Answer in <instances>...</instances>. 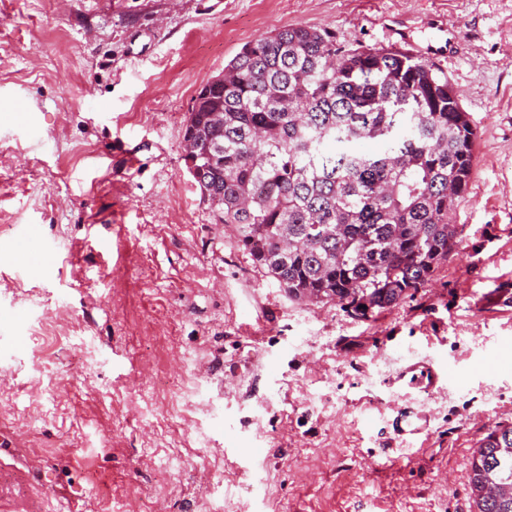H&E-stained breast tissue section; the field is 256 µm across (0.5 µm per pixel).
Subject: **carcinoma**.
I'll return each mask as SVG.
<instances>
[{"mask_svg": "<svg viewBox=\"0 0 512 512\" xmlns=\"http://www.w3.org/2000/svg\"><path fill=\"white\" fill-rule=\"evenodd\" d=\"M193 131L205 136L193 175L201 195L297 302L368 319L459 254L449 215L468 189L477 131L448 74L412 52L324 28L261 36L224 65V81L197 91ZM481 478L512 488L511 424L473 452L470 482ZM474 503L512 512V493Z\"/></svg>", "mask_w": 512, "mask_h": 512, "instance_id": "1", "label": "carcinoma"}]
</instances>
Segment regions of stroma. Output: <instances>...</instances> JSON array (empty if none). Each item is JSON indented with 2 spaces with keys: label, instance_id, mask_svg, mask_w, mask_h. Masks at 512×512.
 <instances>
[{
  "label": "stroma",
  "instance_id": "obj_1",
  "mask_svg": "<svg viewBox=\"0 0 512 512\" xmlns=\"http://www.w3.org/2000/svg\"><path fill=\"white\" fill-rule=\"evenodd\" d=\"M296 26L410 30L478 134L460 255L364 321L258 272L182 160L199 88ZM20 109L0 134V512H475L472 453L512 423V370L481 366L512 359V304H487L512 301V0H0V124ZM24 224L53 263L16 245ZM422 359L452 384L403 396ZM409 407L427 432L383 446Z\"/></svg>",
  "mask_w": 512,
  "mask_h": 512
}]
</instances>
